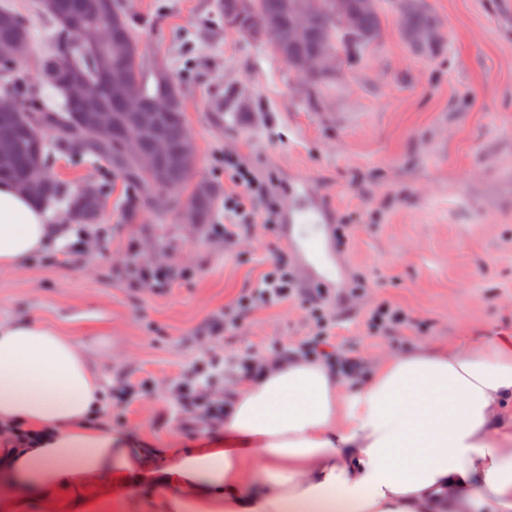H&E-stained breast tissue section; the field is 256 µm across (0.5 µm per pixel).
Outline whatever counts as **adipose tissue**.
Masks as SVG:
<instances>
[{
    "label": "adipose tissue",
    "instance_id": "adipose-tissue-1",
    "mask_svg": "<svg viewBox=\"0 0 512 512\" xmlns=\"http://www.w3.org/2000/svg\"><path fill=\"white\" fill-rule=\"evenodd\" d=\"M35 201L0 181V269L61 239ZM104 395L91 355L30 319L0 322V476L47 499L98 477L159 512H512V339L466 336L377 360L363 381L299 355L266 363L227 399L224 436L167 466L94 422Z\"/></svg>",
    "mask_w": 512,
    "mask_h": 512
}]
</instances>
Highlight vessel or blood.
<instances>
[{"label":"vessel or blood","mask_w":512,"mask_h":512,"mask_svg":"<svg viewBox=\"0 0 512 512\" xmlns=\"http://www.w3.org/2000/svg\"><path fill=\"white\" fill-rule=\"evenodd\" d=\"M288 197L282 222L289 252L303 262L308 284L317 286L332 281L333 270L314 261L315 255L321 254L326 245L321 227L327 221V213L321 203L320 191L310 178L304 177L289 188Z\"/></svg>","instance_id":"vessel-or-blood-1"}]
</instances>
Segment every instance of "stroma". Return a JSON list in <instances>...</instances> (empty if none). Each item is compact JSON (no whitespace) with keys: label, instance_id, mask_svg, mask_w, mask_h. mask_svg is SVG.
I'll use <instances>...</instances> for the list:
<instances>
[{"label":"stroma","instance_id":"35a3bbf8","mask_svg":"<svg viewBox=\"0 0 512 512\" xmlns=\"http://www.w3.org/2000/svg\"><path fill=\"white\" fill-rule=\"evenodd\" d=\"M217 2L119 0L145 70L166 67L182 89L195 178L223 183L230 153L281 198L313 178L332 224L359 216L339 257L345 280L328 290L336 345L364 366L474 332L511 334L512 0H428L444 31L433 59L405 45L385 10L381 39L313 97L266 47L215 29ZM231 95L244 108L225 109ZM50 171L70 190L104 181L105 207L98 223L74 225L72 239L23 268L0 269V321L53 326L88 349L106 389L133 385L100 424L155 448L165 465L171 449L215 431L172 419L170 390L193 376L207 347L224 354L210 391L226 396L254 355L270 359L308 338L293 302L250 311L217 341L206 335L284 240L258 230L228 246L212 225L173 214L130 224L124 181L96 158L57 152ZM154 266L171 267L174 278L141 287V272ZM383 301L424 329L372 335L366 316Z\"/></svg>","mask_w":512,"mask_h":512}]
</instances>
